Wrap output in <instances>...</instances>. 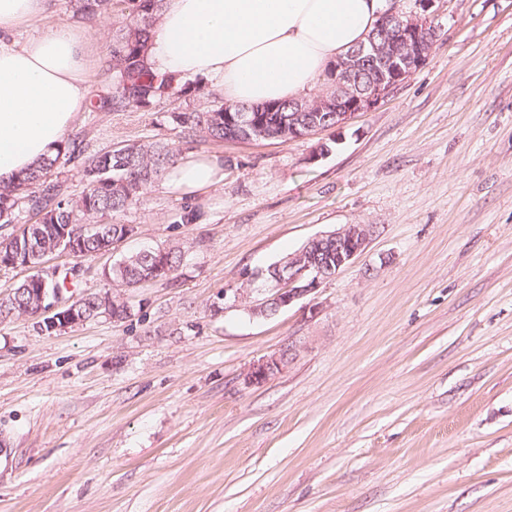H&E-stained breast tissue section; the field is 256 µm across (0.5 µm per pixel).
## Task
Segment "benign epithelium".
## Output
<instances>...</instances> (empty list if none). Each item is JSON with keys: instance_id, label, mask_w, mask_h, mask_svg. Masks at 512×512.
<instances>
[{"instance_id": "obj_1", "label": "benign epithelium", "mask_w": 512, "mask_h": 512, "mask_svg": "<svg viewBox=\"0 0 512 512\" xmlns=\"http://www.w3.org/2000/svg\"><path fill=\"white\" fill-rule=\"evenodd\" d=\"M418 9L400 13L393 4L384 13L368 37L367 42L349 55L348 60L334 64L330 72L329 91L320 94L313 103H296L288 115V127L264 126L256 120L242 116L224 115L230 136L234 141L277 140L288 143L316 133L340 130L352 116L368 112L392 90L405 83L427 62L433 46L426 32L436 30L429 10L434 0H414ZM367 74L366 85H360L355 73ZM373 229L366 224H348L343 228L310 239L300 250L275 266L270 279L261 283L259 290H269L270 297L250 300L239 291L233 296L231 306L241 307L252 316L266 317L272 311L295 304L315 294L323 283L367 248ZM27 314L43 318L40 325L51 330H62L81 321L76 315L72 300L61 291L48 299L45 289H40L39 299L28 305ZM296 345L291 343L280 351L253 361L245 376L247 385L262 384L288 363Z\"/></svg>"}]
</instances>
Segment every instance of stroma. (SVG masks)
Here are the masks:
<instances>
[{"label": "stroma", "mask_w": 512, "mask_h": 512, "mask_svg": "<svg viewBox=\"0 0 512 512\" xmlns=\"http://www.w3.org/2000/svg\"><path fill=\"white\" fill-rule=\"evenodd\" d=\"M431 14L427 63L341 131L199 144L222 184L159 183L120 214L138 234L115 255L185 251L173 281L115 288L133 320L0 321V512H512V0ZM125 18L53 0L45 22L103 59ZM209 104L81 113L58 178L79 193L84 158L178 140L167 113ZM347 224L371 241L315 295L224 310L221 292ZM115 255L79 261L69 295L102 291ZM291 341L280 373L245 385Z\"/></svg>", "instance_id": "stroma-1"}]
</instances>
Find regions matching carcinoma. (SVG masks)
Segmentation results:
<instances>
[{
	"label": "carcinoma",
	"mask_w": 512,
	"mask_h": 512,
	"mask_svg": "<svg viewBox=\"0 0 512 512\" xmlns=\"http://www.w3.org/2000/svg\"><path fill=\"white\" fill-rule=\"evenodd\" d=\"M74 11L89 20L112 9L124 0H71ZM162 0H134L128 21L118 30L112 42L109 70L112 71V96L94 101L93 109L146 111L155 103L172 97L200 95L206 91L204 78L190 81L175 74L152 70L144 61L152 29L159 18ZM248 118H264L268 124H288V102L262 105H233ZM168 122L180 131L177 142L154 141L127 143L96 154L84 163L83 190L70 194L64 183L53 179L54 169L65 157L69 160L82 153L77 140L60 145L54 156L39 162L34 168L8 184L0 185V228L11 226L13 231L0 235V266L17 265L31 269L45 262L47 255L58 249L61 230L82 231L84 224L98 225V231L84 236V246L77 257L84 258L111 251L114 241L135 236V227L116 221V216L137 202L141 195L154 187L161 177L181 159L189 146L200 142L228 140L224 130V101L207 110L170 112ZM28 213L27 224L18 223L20 210ZM184 257L180 246H157L125 256L105 268L101 277L107 282H119L135 288L145 282L174 279ZM79 277L77 266L61 270L58 276L41 280L39 273L25 279L24 291L0 300V319L21 315L33 300L32 292L41 288H66L69 279Z\"/></svg>",
	"instance_id": "carcinoma-1"
}]
</instances>
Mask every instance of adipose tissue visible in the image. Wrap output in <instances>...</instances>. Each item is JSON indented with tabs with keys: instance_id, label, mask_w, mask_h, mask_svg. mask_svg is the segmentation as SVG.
<instances>
[{
	"instance_id": "ef3b65f1",
	"label": "adipose tissue",
	"mask_w": 512,
	"mask_h": 512,
	"mask_svg": "<svg viewBox=\"0 0 512 512\" xmlns=\"http://www.w3.org/2000/svg\"><path fill=\"white\" fill-rule=\"evenodd\" d=\"M382 0H163L148 64L184 77L219 79L230 104L297 100L375 27ZM51 0H0V184L54 155L90 105L93 51L69 25L25 42L21 26ZM224 161L196 155L166 174L183 194L222 183Z\"/></svg>"
}]
</instances>
